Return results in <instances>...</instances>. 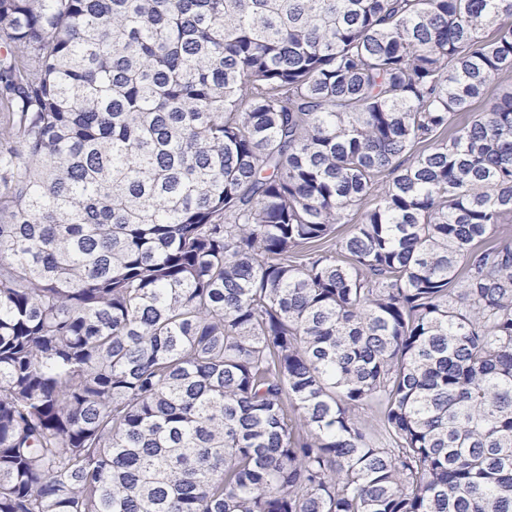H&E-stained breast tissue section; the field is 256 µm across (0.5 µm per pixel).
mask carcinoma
<instances>
[{"instance_id": "1", "label": "carcinoma", "mask_w": 512, "mask_h": 512, "mask_svg": "<svg viewBox=\"0 0 512 512\" xmlns=\"http://www.w3.org/2000/svg\"><path fill=\"white\" fill-rule=\"evenodd\" d=\"M0 47V512H512V0Z\"/></svg>"}]
</instances>
